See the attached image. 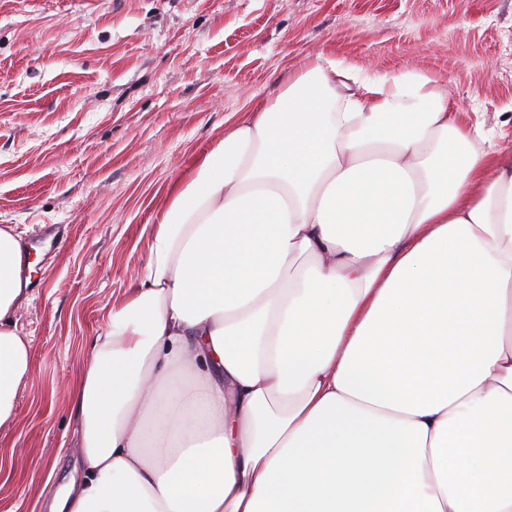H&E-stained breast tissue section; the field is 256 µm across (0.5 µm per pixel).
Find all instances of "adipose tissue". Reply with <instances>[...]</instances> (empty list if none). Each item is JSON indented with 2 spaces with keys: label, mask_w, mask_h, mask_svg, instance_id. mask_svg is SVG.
<instances>
[{
  "label": "adipose tissue",
  "mask_w": 512,
  "mask_h": 512,
  "mask_svg": "<svg viewBox=\"0 0 512 512\" xmlns=\"http://www.w3.org/2000/svg\"><path fill=\"white\" fill-rule=\"evenodd\" d=\"M430 76L290 68L177 183L69 383L55 512H512V161ZM0 228V427L33 369Z\"/></svg>",
  "instance_id": "ef3b65f1"
}]
</instances>
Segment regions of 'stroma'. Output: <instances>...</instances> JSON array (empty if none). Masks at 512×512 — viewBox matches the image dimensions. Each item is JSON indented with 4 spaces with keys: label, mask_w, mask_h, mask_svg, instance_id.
<instances>
[{
    "label": "stroma",
    "mask_w": 512,
    "mask_h": 512,
    "mask_svg": "<svg viewBox=\"0 0 512 512\" xmlns=\"http://www.w3.org/2000/svg\"><path fill=\"white\" fill-rule=\"evenodd\" d=\"M317 57L429 75L512 158V0H0V227L58 230L16 314L34 371L0 427V512H49L73 475L69 381L174 181Z\"/></svg>",
    "instance_id": "35a3bbf8"
}]
</instances>
